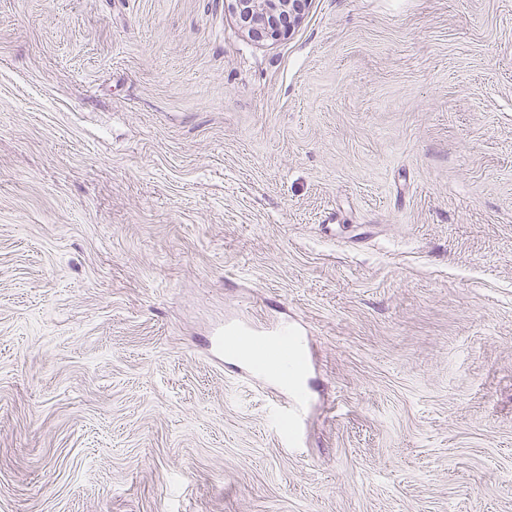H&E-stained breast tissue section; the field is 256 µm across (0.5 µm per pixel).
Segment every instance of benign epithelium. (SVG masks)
I'll return each mask as SVG.
<instances>
[{
  "mask_svg": "<svg viewBox=\"0 0 512 512\" xmlns=\"http://www.w3.org/2000/svg\"><path fill=\"white\" fill-rule=\"evenodd\" d=\"M247 34L277 40L291 34L305 14L309 0H229Z\"/></svg>",
  "mask_w": 512,
  "mask_h": 512,
  "instance_id": "benign-epithelium-1",
  "label": "benign epithelium"
}]
</instances>
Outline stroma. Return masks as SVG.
Returning <instances> with one entry per match:
<instances>
[{
  "instance_id": "1",
  "label": "stroma",
  "mask_w": 512,
  "mask_h": 512,
  "mask_svg": "<svg viewBox=\"0 0 512 512\" xmlns=\"http://www.w3.org/2000/svg\"><path fill=\"white\" fill-rule=\"evenodd\" d=\"M0 512H512V0H0ZM247 34L258 40H277L291 34L305 14L309 0H225ZM216 352L225 354L229 349L237 350L244 358V369L264 380L271 379L276 388L271 391L282 417L288 420L289 432L282 437L281 447L289 452L300 451L306 425L307 401L296 394L280 395V389H288V375L294 367L293 343L285 335L283 326L265 327L263 324H225L210 342ZM261 354L267 356L264 370L257 371L253 359Z\"/></svg>"
}]
</instances>
